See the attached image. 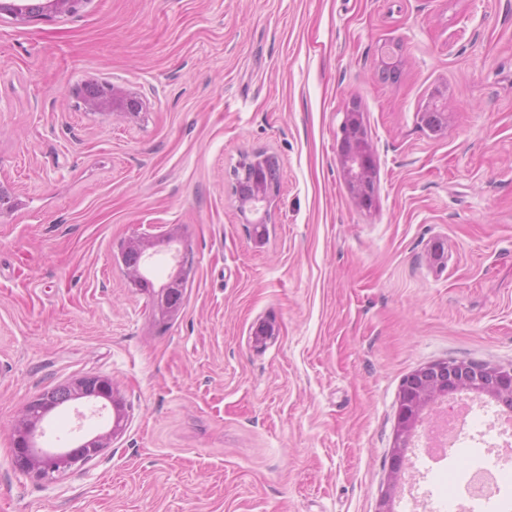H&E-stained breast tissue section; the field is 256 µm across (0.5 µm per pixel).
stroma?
I'll list each match as a JSON object with an SVG mask.
<instances>
[{
    "mask_svg": "<svg viewBox=\"0 0 512 512\" xmlns=\"http://www.w3.org/2000/svg\"><path fill=\"white\" fill-rule=\"evenodd\" d=\"M91 78L139 115L87 111L74 89ZM438 88L434 136L418 114ZM353 103L379 170L368 209L336 156ZM257 150L280 183L259 244L230 178ZM0 183L16 201L0 214V512H375L404 377L512 365V0L0 14ZM173 229L195 270L161 330L113 256ZM86 374L111 378L124 432L54 482L15 469L25 403ZM111 415L76 401L38 442L75 445ZM408 456L395 512H454L462 460Z\"/></svg>",
    "mask_w": 512,
    "mask_h": 512,
    "instance_id": "stroma-1",
    "label": "stroma"
}]
</instances>
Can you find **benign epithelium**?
<instances>
[{"label":"benign epithelium","mask_w":512,"mask_h":512,"mask_svg":"<svg viewBox=\"0 0 512 512\" xmlns=\"http://www.w3.org/2000/svg\"><path fill=\"white\" fill-rule=\"evenodd\" d=\"M84 0H0V12L24 22L34 16L56 13H74ZM94 92L79 93L85 107L91 112H123L129 116L139 112V101L123 89L106 82H90ZM442 91L433 92L420 113L421 123L435 119V133H442L448 124V113L438 104ZM336 155L343 178L351 196L363 208L373 202L378 166L363 123L362 113L351 104L344 113L341 137L336 145ZM270 154L258 151L246 155L238 164L233 176L248 177L247 190L234 189L236 208L243 222L251 225L255 242L265 235L266 225L271 223L272 203L278 186L271 184L257 172ZM180 242L176 232L170 231L163 238L155 239L146 234L134 233L119 244L116 262L129 284L148 293L152 302V316L162 324L176 318L184 305L185 288L194 270V263L179 257L174 272L158 288L151 287L144 263L161 245ZM473 392L503 404L512 399V367L475 365L468 361H438L422 366L402 381L399 392L397 421L394 429L393 448L388 457V483L381 493L377 512H394V500L407 466L408 447L417 433L424 414L444 398H452L458 392ZM86 399L104 400L113 409L109 430L89 439H83L70 448L55 450L41 448L37 437L42 434L41 424L48 414L71 402ZM128 420L124 399L114 390L112 379L99 375H85L55 384L29 400L15 426L14 464L30 477L50 482L57 476L86 464L93 457L110 447L112 440L123 433Z\"/></svg>","instance_id":"1"}]
</instances>
